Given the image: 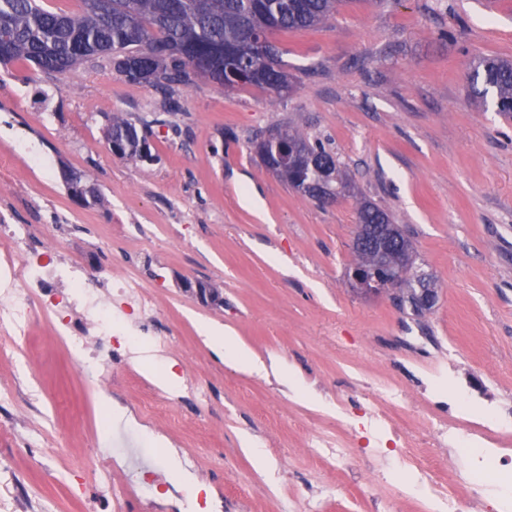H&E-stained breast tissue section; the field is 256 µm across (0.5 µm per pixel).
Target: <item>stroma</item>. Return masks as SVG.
<instances>
[{
    "label": "stroma",
    "mask_w": 512,
    "mask_h": 512,
    "mask_svg": "<svg viewBox=\"0 0 512 512\" xmlns=\"http://www.w3.org/2000/svg\"><path fill=\"white\" fill-rule=\"evenodd\" d=\"M288 93L199 80L166 90L128 82L105 58L64 74L0 64V213L63 238L99 280L139 275L176 338L114 364L98 387L45 321L0 355V512H426L405 448L336 420L388 387L415 391L407 446L440 481L469 456L433 441L456 385L479 379L512 407V119L468 94L473 57L512 59V0H347L308 30L275 32ZM146 120L155 156H113L105 118ZM298 126L343 163L356 196L311 200L268 172L252 143ZM99 190L76 204L64 170ZM386 208L438 292L431 310L352 287L358 197ZM219 295L205 304L184 280ZM231 328L264 361L292 367L320 397L275 374L229 366L199 322ZM174 373L202 384L170 428L139 402ZM253 436L273 471L242 447ZM158 467L128 479L121 450ZM111 476H104V467Z\"/></svg>",
    "instance_id": "stroma-1"
}]
</instances>
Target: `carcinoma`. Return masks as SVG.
<instances>
[{"label":"carcinoma","mask_w":512,"mask_h":512,"mask_svg":"<svg viewBox=\"0 0 512 512\" xmlns=\"http://www.w3.org/2000/svg\"><path fill=\"white\" fill-rule=\"evenodd\" d=\"M77 12H57L41 0H0V63L30 65L61 74L90 57H105L128 81L164 89L189 85L200 76L228 89L224 70L257 74L251 86L277 92L290 87L281 54L270 36L277 30L311 29L334 14L344 0H80ZM233 49L224 56V47ZM493 93L496 111L512 115V60L479 57L472 62L469 94L476 102ZM283 138L300 145L315 167L290 165L277 171L289 186L298 176L342 195L353 190L339 159L303 132L277 127ZM107 142L132 151L139 161L135 124L107 118ZM388 212L364 199L357 224H389Z\"/></svg>","instance_id":"1"}]
</instances>
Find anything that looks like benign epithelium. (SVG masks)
I'll list each match as a JSON object with an SVG mask.
<instances>
[{"mask_svg": "<svg viewBox=\"0 0 512 512\" xmlns=\"http://www.w3.org/2000/svg\"><path fill=\"white\" fill-rule=\"evenodd\" d=\"M255 149L264 160L272 153L276 158L290 162L297 154V148L273 130L264 134L256 143ZM404 238L406 234L398 224H381L370 230L359 226L353 237L352 247L370 252L373 262L369 266H352L350 279L361 293L378 296L408 288L407 278L412 276L416 287L409 288V292L413 294L411 305L420 311L429 310L437 301V291L434 288L421 287L422 282L428 279V274L413 268V251L401 245Z\"/></svg>", "mask_w": 512, "mask_h": 512, "instance_id": "1", "label": "benign epithelium"}]
</instances>
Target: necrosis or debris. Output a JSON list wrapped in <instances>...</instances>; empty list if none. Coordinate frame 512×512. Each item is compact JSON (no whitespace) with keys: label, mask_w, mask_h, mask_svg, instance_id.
<instances>
[{"label":"necrosis or debris","mask_w":512,"mask_h":512,"mask_svg":"<svg viewBox=\"0 0 512 512\" xmlns=\"http://www.w3.org/2000/svg\"><path fill=\"white\" fill-rule=\"evenodd\" d=\"M57 252L53 245L33 249L20 225L0 226V334L5 339L24 336L34 318L44 316L85 370L101 379L111 372L113 358L130 356L134 346L174 349V337L141 333L155 313V299L139 280L120 276L109 285L99 284L79 261L57 267ZM455 397L457 415L433 424L434 438L471 449L470 485L491 477L504 488L502 496L474 502L475 512H512V412L466 391H456ZM408 402L407 392L397 387L384 406H367L360 415L337 401L336 416L347 430H356L363 419L370 428L398 437ZM407 466L410 482L422 499L434 502V512H460L456 484L436 481L424 457H409Z\"/></svg>","instance_id":"4bbe7bcc"}]
</instances>
